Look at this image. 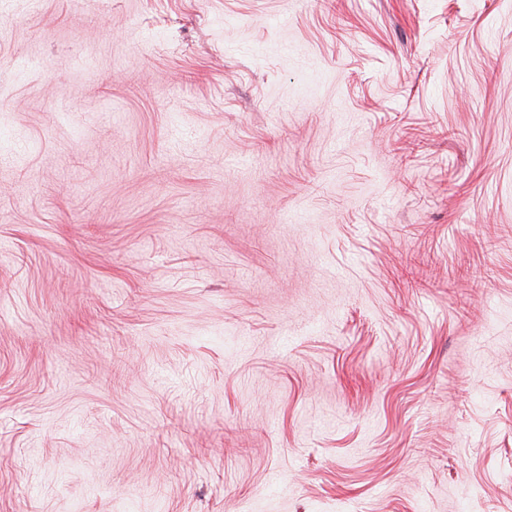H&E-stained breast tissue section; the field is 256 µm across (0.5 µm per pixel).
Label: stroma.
Segmentation results:
<instances>
[{"instance_id":"35a3bbf8","label":"stroma","mask_w":512,"mask_h":512,"mask_svg":"<svg viewBox=\"0 0 512 512\" xmlns=\"http://www.w3.org/2000/svg\"><path fill=\"white\" fill-rule=\"evenodd\" d=\"M0 512H512V0H0Z\"/></svg>"}]
</instances>
